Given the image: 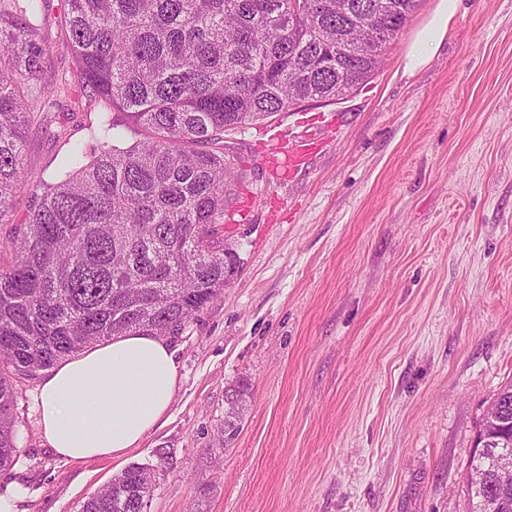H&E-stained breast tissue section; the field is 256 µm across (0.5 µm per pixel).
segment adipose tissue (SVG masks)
<instances>
[{
	"instance_id": "1",
	"label": "adipose tissue",
	"mask_w": 512,
	"mask_h": 512,
	"mask_svg": "<svg viewBox=\"0 0 512 512\" xmlns=\"http://www.w3.org/2000/svg\"><path fill=\"white\" fill-rule=\"evenodd\" d=\"M460 0H436L404 54L406 74L428 66L448 33ZM178 368L163 337H114L61 362L40 387L41 430L61 457L82 461L137 447L169 409Z\"/></svg>"
}]
</instances>
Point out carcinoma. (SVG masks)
<instances>
[{"instance_id": "carcinoma-1", "label": "carcinoma", "mask_w": 512, "mask_h": 512, "mask_svg": "<svg viewBox=\"0 0 512 512\" xmlns=\"http://www.w3.org/2000/svg\"><path fill=\"white\" fill-rule=\"evenodd\" d=\"M45 0H0V220L18 193L34 196L17 235L0 244V470L17 457L13 377L39 372L109 341L150 330L178 336L220 297L237 255L215 237L243 176L224 133L310 98L340 99L380 67L383 51L419 0H344L336 18H288L289 0H61L85 104L105 120L76 148L55 182L30 183L28 127L47 124L38 105L63 85L43 79ZM348 24L361 48L336 58ZM148 136L128 141L126 132ZM499 424L481 420L466 478L471 512H512L495 455L512 450V382L495 396ZM151 471L115 475L80 512H145Z\"/></svg>"}]
</instances>
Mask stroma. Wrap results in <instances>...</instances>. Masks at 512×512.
Returning a JSON list of instances; mask_svg holds the SVG:
<instances>
[{
	"label": "stroma",
	"mask_w": 512,
	"mask_h": 512,
	"mask_svg": "<svg viewBox=\"0 0 512 512\" xmlns=\"http://www.w3.org/2000/svg\"><path fill=\"white\" fill-rule=\"evenodd\" d=\"M420 0L369 81L226 132L245 178L219 224L240 270L169 341L173 401L118 457L70 461L41 432V379L15 384V512H79L133 464L147 512H469L483 412L512 382V0H461L431 64L403 72ZM48 131L26 141L51 179L97 112L81 98L61 0H46ZM317 144L294 175L277 142ZM250 384L235 440L225 395Z\"/></svg>",
	"instance_id": "obj_1"
}]
</instances>
